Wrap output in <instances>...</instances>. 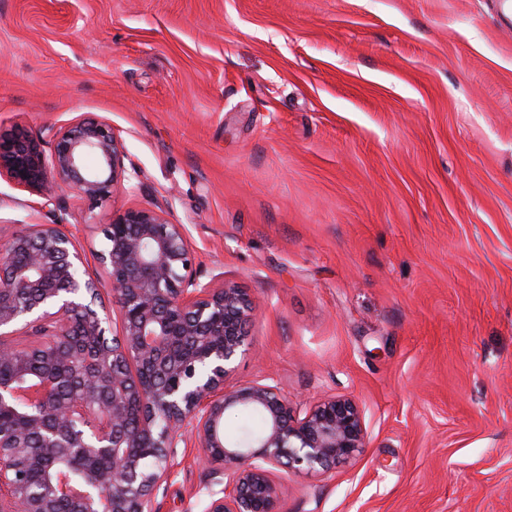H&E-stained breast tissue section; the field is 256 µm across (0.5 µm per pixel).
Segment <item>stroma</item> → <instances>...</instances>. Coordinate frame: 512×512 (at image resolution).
<instances>
[{
	"label": "stroma",
	"mask_w": 512,
	"mask_h": 512,
	"mask_svg": "<svg viewBox=\"0 0 512 512\" xmlns=\"http://www.w3.org/2000/svg\"><path fill=\"white\" fill-rule=\"evenodd\" d=\"M504 0H0V130L107 120L135 188L0 178V238L61 223L99 276L130 209L252 298L226 388L359 404L365 448L285 512H512V17ZM181 443L157 512L221 465Z\"/></svg>",
	"instance_id": "35a3bbf8"
}]
</instances>
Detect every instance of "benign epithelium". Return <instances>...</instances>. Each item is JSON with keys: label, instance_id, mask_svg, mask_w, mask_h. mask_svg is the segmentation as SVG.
<instances>
[{"label": "benign epithelium", "instance_id": "obj_1", "mask_svg": "<svg viewBox=\"0 0 512 512\" xmlns=\"http://www.w3.org/2000/svg\"><path fill=\"white\" fill-rule=\"evenodd\" d=\"M93 154V169L84 158ZM108 122L78 117L37 136L0 132V177L43 196L103 202L129 181ZM98 254L105 278L84 277V256L61 224H33L0 241V512H155L173 448L190 432L206 463L224 465V496L206 512H282L273 474L326 473L366 444L358 404L326 398L306 411L276 385L224 389L253 320L234 285L189 273L183 225L130 209L112 219ZM109 290L121 325L101 302ZM14 336H39L25 350ZM232 408L258 411L265 429L224 433ZM44 461L40 479L24 465Z\"/></svg>", "mask_w": 512, "mask_h": 512}]
</instances>
